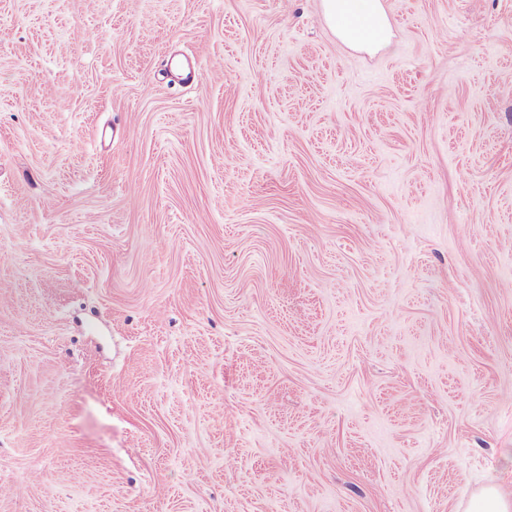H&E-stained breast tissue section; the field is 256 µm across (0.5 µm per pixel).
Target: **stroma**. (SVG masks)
I'll return each mask as SVG.
<instances>
[{"mask_svg": "<svg viewBox=\"0 0 512 512\" xmlns=\"http://www.w3.org/2000/svg\"><path fill=\"white\" fill-rule=\"evenodd\" d=\"M383 3L0 0V512L512 496V0ZM322 13L336 39L352 49L374 52L391 41L381 0H322Z\"/></svg>", "mask_w": 512, "mask_h": 512, "instance_id": "stroma-1", "label": "stroma"}]
</instances>
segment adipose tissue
I'll return each instance as SVG.
<instances>
[{
    "instance_id": "adipose-tissue-1",
    "label": "adipose tissue",
    "mask_w": 512,
    "mask_h": 512,
    "mask_svg": "<svg viewBox=\"0 0 512 512\" xmlns=\"http://www.w3.org/2000/svg\"><path fill=\"white\" fill-rule=\"evenodd\" d=\"M322 13L337 40L350 48L374 52L391 41L382 0H322Z\"/></svg>"
}]
</instances>
